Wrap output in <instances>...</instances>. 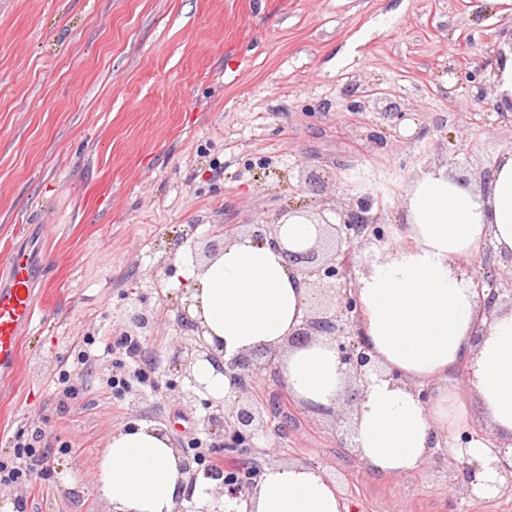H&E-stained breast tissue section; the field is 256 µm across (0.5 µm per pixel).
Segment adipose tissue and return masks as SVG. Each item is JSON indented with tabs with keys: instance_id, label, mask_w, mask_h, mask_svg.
Listing matches in <instances>:
<instances>
[{
	"instance_id": "obj_1",
	"label": "adipose tissue",
	"mask_w": 512,
	"mask_h": 512,
	"mask_svg": "<svg viewBox=\"0 0 512 512\" xmlns=\"http://www.w3.org/2000/svg\"><path fill=\"white\" fill-rule=\"evenodd\" d=\"M404 226L375 245L376 257L355 288L356 324L381 367L355 404L352 424L360 458L383 474L421 469L442 436L476 468L472 491L496 496L506 482L490 436L456 439L478 404L493 434L512 437V307H496L482 336L474 324L480 301L459 264L485 244L512 256V153L498 157L485 189L464 184L444 167L409 182ZM189 313L206 342L225 358L260 346L286 345L280 367L290 395L324 413L347 387L336 349L317 336L288 346L309 304V290L281 252L245 236L212 261L188 265ZM468 363L466 391L448 374ZM433 385L420 401L417 385ZM167 429L150 422L110 432L98 460L95 490L109 512H174L191 499L209 501L212 480L190 482ZM229 512H348L316 469L295 463L265 467L247 504Z\"/></svg>"
}]
</instances>
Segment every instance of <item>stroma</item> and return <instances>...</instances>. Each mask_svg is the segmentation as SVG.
<instances>
[{
  "label": "stroma",
  "instance_id": "obj_1",
  "mask_svg": "<svg viewBox=\"0 0 512 512\" xmlns=\"http://www.w3.org/2000/svg\"><path fill=\"white\" fill-rule=\"evenodd\" d=\"M510 40L512 0H0V248L47 238L37 321L0 380V450L23 430L51 451L31 485L9 488L16 512H108L97 459L109 431L139 421L166 426L181 450L201 439L227 466L223 428L181 399L169 360L191 343L176 323L182 255L288 208L335 220L371 165L395 174L381 212L390 228L418 171L447 166L478 185L486 157L512 152V120L494 79L460 87L454 74ZM374 86L410 117L346 110ZM131 302L157 318L138 358L113 318ZM87 336L112 350L83 366ZM144 357L158 364L150 387L104 389ZM64 371L76 388L66 407L54 384ZM254 389L288 426L252 464L314 467L350 512H512V493L470 492L447 441L418 473L381 474L340 445L352 405L315 414L270 369Z\"/></svg>",
  "mask_w": 512,
  "mask_h": 512
}]
</instances>
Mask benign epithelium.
<instances>
[{
  "instance_id": "obj_1",
  "label": "benign epithelium",
  "mask_w": 512,
  "mask_h": 512,
  "mask_svg": "<svg viewBox=\"0 0 512 512\" xmlns=\"http://www.w3.org/2000/svg\"><path fill=\"white\" fill-rule=\"evenodd\" d=\"M492 60L472 70L462 68L457 74L458 84L481 86L484 82L485 71ZM376 103L383 104L381 109L384 119L402 120L409 108L401 102H388L382 96L376 97ZM383 207L379 206L369 191L356 193L351 196L347 208L336 213L337 223L324 224L322 236L317 246H327L332 249L330 258L317 261L316 246L304 252H294L284 247L277 238L279 225L255 224L246 235L256 241L271 240L285 255L288 262L296 266L304 276L305 281L315 279L318 282L331 283L342 288L338 293L337 302L309 312L302 320L301 326L294 333V343L302 344L313 336H325L334 343L340 364L349 377L364 384L368 377L377 372L374 362L365 352L363 338L355 330L356 298L350 287L352 280L353 245L365 241L386 240L385 225L381 224L380 216ZM475 288L483 306L480 317H490L494 305L500 301L505 289L501 287L502 273L496 267H488L483 274L474 280ZM115 319L146 333L151 330L155 318L146 311L135 306L125 307L115 312ZM178 327L182 331L194 333V343L186 349H177L171 363L180 367L181 376L188 380V387L181 392V397L189 404L200 400V394L205 387L194 377L193 366L198 361L210 363L216 371L227 374L231 379V392L224 399L215 401L209 399L204 404L211 409L207 417L212 426L224 427V450L239 455L245 451L259 447L260 432L268 431L274 409L271 405L260 403L249 398L254 379L258 372L272 363L268 358L263 363L257 362L252 354H240L229 361L205 343L201 338L198 322L191 318L188 310L183 309L178 314ZM182 469L188 474L190 484H195L198 476L202 475L216 481L213 493V509L202 512H222L221 497H227L239 502L248 499L253 488L257 485L259 473L248 467L244 462L224 470L204 467L192 458L187 451H182Z\"/></svg>"
}]
</instances>
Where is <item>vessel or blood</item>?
Instances as JSON below:
<instances>
[{
	"label": "vessel or blood",
	"instance_id": "obj_1",
	"mask_svg": "<svg viewBox=\"0 0 512 512\" xmlns=\"http://www.w3.org/2000/svg\"><path fill=\"white\" fill-rule=\"evenodd\" d=\"M33 245H14L7 252V287H0V369H15L19 340L37 314L35 286L38 270L33 262Z\"/></svg>",
	"mask_w": 512,
	"mask_h": 512
}]
</instances>
